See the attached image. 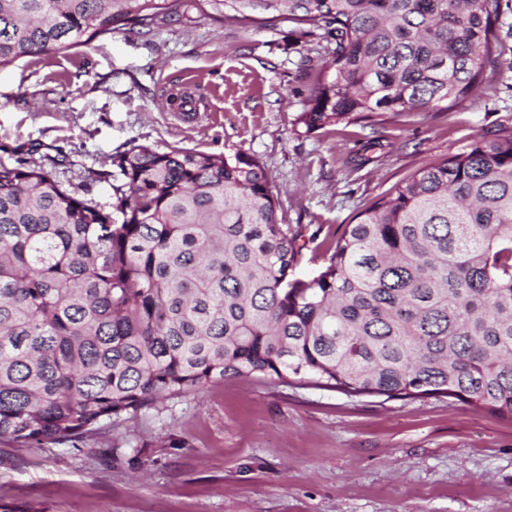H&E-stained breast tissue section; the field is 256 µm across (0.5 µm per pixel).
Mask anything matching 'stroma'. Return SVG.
Instances as JSON below:
<instances>
[{
	"label": "stroma",
	"instance_id": "35a3bbf8",
	"mask_svg": "<svg viewBox=\"0 0 512 512\" xmlns=\"http://www.w3.org/2000/svg\"><path fill=\"white\" fill-rule=\"evenodd\" d=\"M322 43L198 17L0 69V163L55 158L112 202L111 158L147 145L255 158L286 221L333 232L416 172L512 127V37L452 110L375 128L299 123ZM187 96L185 106H166ZM377 147H369L370 139ZM0 505L24 512H512V418L447 397L387 400L228 377L86 442H0Z\"/></svg>",
	"mask_w": 512,
	"mask_h": 512
}]
</instances>
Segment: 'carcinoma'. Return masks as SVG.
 <instances>
[{
    "label": "carcinoma",
    "mask_w": 512,
    "mask_h": 512,
    "mask_svg": "<svg viewBox=\"0 0 512 512\" xmlns=\"http://www.w3.org/2000/svg\"><path fill=\"white\" fill-rule=\"evenodd\" d=\"M195 13L327 42L299 122L450 110L486 79L502 0H0V68ZM112 210L0 165V439L82 442L226 376L512 416V128L394 186L294 274L304 237L260 164L136 145Z\"/></svg>",
    "instance_id": "1"
}]
</instances>
